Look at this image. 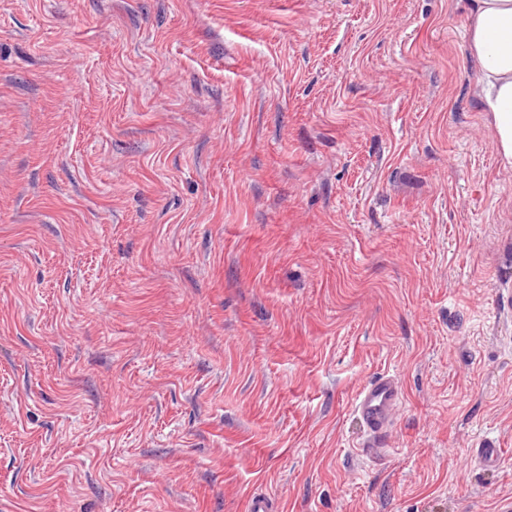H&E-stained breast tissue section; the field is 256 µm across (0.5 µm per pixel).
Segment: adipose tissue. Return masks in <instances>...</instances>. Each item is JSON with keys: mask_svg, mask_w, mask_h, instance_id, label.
Masks as SVG:
<instances>
[{"mask_svg": "<svg viewBox=\"0 0 512 512\" xmlns=\"http://www.w3.org/2000/svg\"><path fill=\"white\" fill-rule=\"evenodd\" d=\"M465 10L480 109L491 113L497 148L512 163V0H467Z\"/></svg>", "mask_w": 512, "mask_h": 512, "instance_id": "1", "label": "adipose tissue"}]
</instances>
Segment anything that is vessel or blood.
<instances>
[{
    "label": "vessel or blood",
    "instance_id": "vessel-or-blood-1",
    "mask_svg": "<svg viewBox=\"0 0 512 512\" xmlns=\"http://www.w3.org/2000/svg\"><path fill=\"white\" fill-rule=\"evenodd\" d=\"M402 403V384L396 376L378 375L360 388L353 411L367 436L363 447L365 454L378 456L383 453ZM503 453L497 439L486 437L478 442L473 459L482 466L495 467L499 465Z\"/></svg>",
    "mask_w": 512,
    "mask_h": 512
}]
</instances>
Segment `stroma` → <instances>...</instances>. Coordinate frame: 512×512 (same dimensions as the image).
Masks as SVG:
<instances>
[{"label": "stroma", "mask_w": 512, "mask_h": 512, "mask_svg": "<svg viewBox=\"0 0 512 512\" xmlns=\"http://www.w3.org/2000/svg\"><path fill=\"white\" fill-rule=\"evenodd\" d=\"M477 91L460 0H0V512H500ZM403 403L400 379L393 375H377L358 391L353 411L360 420L367 436L362 452L372 456L381 455L396 423ZM473 456L475 462L484 467L498 466L503 457L504 448H501L499 441L495 438L485 437L477 444Z\"/></svg>", "instance_id": "35a3bbf8"}]
</instances>
